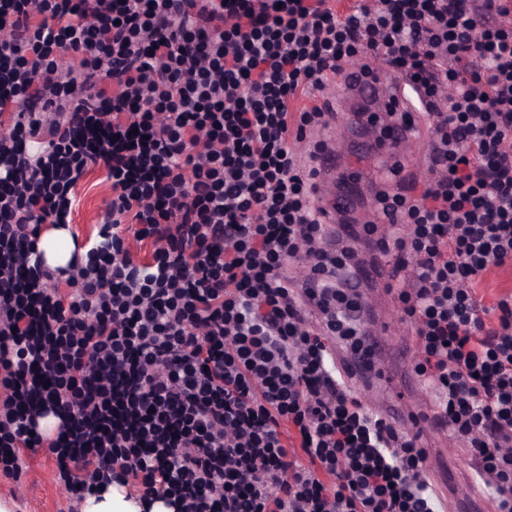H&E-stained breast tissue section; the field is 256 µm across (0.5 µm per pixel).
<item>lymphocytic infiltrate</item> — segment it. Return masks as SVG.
Returning <instances> with one entry per match:
<instances>
[{
  "mask_svg": "<svg viewBox=\"0 0 512 512\" xmlns=\"http://www.w3.org/2000/svg\"><path fill=\"white\" fill-rule=\"evenodd\" d=\"M384 59L429 140L421 188L375 193L362 235L494 512H512V7L506 0H0V475L51 456L180 512H440L418 429L367 410L332 362L365 353L332 270L310 157L326 89ZM104 169L93 247L38 257ZM149 243L138 259L131 243ZM304 265L303 277L291 274ZM57 244H62V247H57ZM38 248L43 252L45 264L57 267L68 263L74 250V243L67 228L45 226L40 235ZM510 289L512 290V267L494 270L487 278L485 302Z\"/></svg>",
  "mask_w": 512,
  "mask_h": 512,
  "instance_id": "lymphocytic-infiltrate-1",
  "label": "lymphocytic infiltrate"
}]
</instances>
